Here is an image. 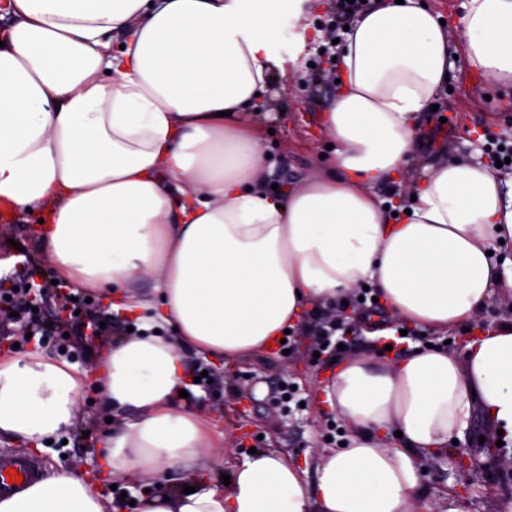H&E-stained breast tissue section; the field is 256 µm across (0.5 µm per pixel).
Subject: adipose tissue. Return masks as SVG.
Listing matches in <instances>:
<instances>
[{"label": "adipose tissue", "instance_id": "1", "mask_svg": "<svg viewBox=\"0 0 512 512\" xmlns=\"http://www.w3.org/2000/svg\"><path fill=\"white\" fill-rule=\"evenodd\" d=\"M327 0H9L0 26V196L46 213L56 277L106 290L137 321L97 366L119 413L98 468L61 470L0 497V512H118L106 488L155 495L141 512H418L421 456L447 451L472 413L512 441V318L463 356L422 349L388 364L344 360L326 389L351 433L299 468L245 455L229 485L201 479L217 448L178 406L196 353L230 365L269 350L305 309L377 289L400 320L472 328L492 295L512 302V176L417 156L415 130L455 69L419 0H371L336 46L323 112L329 168L273 191L250 124L277 35ZM467 67L512 91V0H467ZM406 187L401 217L374 189ZM172 338L154 335L155 327ZM89 373L35 349L0 355V437L43 449L68 436ZM402 433L397 444L383 440ZM193 485L184 493L182 481ZM112 484H117L116 490H112L114 498L118 501H124L127 504V508L129 512L137 511L140 503L141 497H146L150 492H145V488L142 486L136 485L135 483L125 480V479H115L112 480ZM125 491L127 493V497L122 498L121 492ZM131 499L135 500V505H129Z\"/></svg>", "mask_w": 512, "mask_h": 512}]
</instances>
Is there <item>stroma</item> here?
Listing matches in <instances>:
<instances>
[{
	"instance_id": "1",
	"label": "stroma",
	"mask_w": 512,
	"mask_h": 512,
	"mask_svg": "<svg viewBox=\"0 0 512 512\" xmlns=\"http://www.w3.org/2000/svg\"><path fill=\"white\" fill-rule=\"evenodd\" d=\"M336 6L322 12H304L298 26L282 28L277 56L285 71L267 94L271 111L255 117L253 124L278 164L266 181L288 186L293 181L316 174L324 166L328 142L322 127V103L335 92V75L325 55L332 47L331 25ZM321 30L322 40L311 42L308 34ZM450 91L437 98V111L424 115L417 132L420 156L465 158L498 168L499 175L512 174V165L499 161L500 147L512 148V94L486 84L465 64H458ZM38 214L8 218L0 214V351L26 353L41 348L51 356H64L79 368L91 365L92 355L109 349L118 336L127 332L125 320L108 314L107 304L96 289H89L90 301L78 315L59 324L61 308L49 284L53 278L39 243ZM43 285L35 314L21 312L14 289L29 283ZM370 304L351 303L349 315L335 311L306 312L299 328L288 336L287 349L249 356L227 368H219L202 357L189 361L201 381L185 398L184 406L201 411L215 431L223 433L227 446L205 463L206 468L228 473L249 449L274 450L301 466L306 486L316 481L315 461L326 451L339 448L346 422L325 402L324 388L336 365L314 356L320 337L341 323L348 345L343 357L371 355L379 361L402 357L409 344L398 343L391 352L380 351L376 341L362 333L361 316ZM105 322L94 341L83 330L88 321ZM46 324L47 336H30L32 323ZM79 423L66 442H53L35 452L43 477L60 470H94L102 439L111 435L99 393L94 387L83 392ZM488 428L481 416H474L463 443L447 452L421 457L419 492L422 504L436 507L447 493H456L468 512H505L512 504V447H501L494 461L481 462L485 445L481 436Z\"/></svg>"
}]
</instances>
